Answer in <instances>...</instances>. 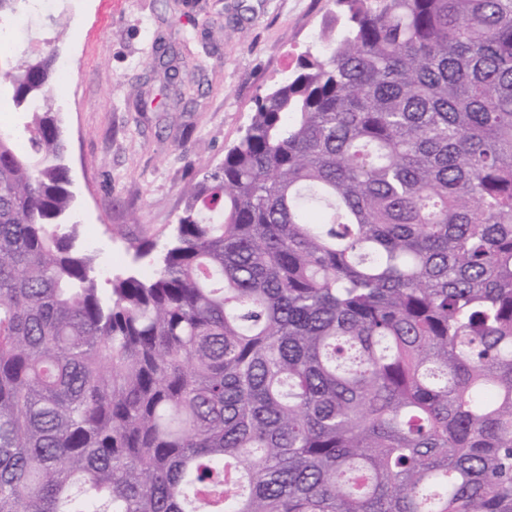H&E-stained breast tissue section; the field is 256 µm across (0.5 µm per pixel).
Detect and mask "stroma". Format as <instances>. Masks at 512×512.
I'll use <instances>...</instances> for the list:
<instances>
[{
	"mask_svg": "<svg viewBox=\"0 0 512 512\" xmlns=\"http://www.w3.org/2000/svg\"><path fill=\"white\" fill-rule=\"evenodd\" d=\"M333 8V0H56L52 13L69 24L57 45L67 74L55 98L79 245L101 275L152 272L158 258H137L139 242L169 241L187 186L222 163L256 97L294 70ZM186 13L223 25V42L209 51L185 39ZM159 35L205 75L191 103L166 112L148 105L163 80L151 60Z\"/></svg>",
	"mask_w": 512,
	"mask_h": 512,
	"instance_id": "obj_1",
	"label": "stroma"
}]
</instances>
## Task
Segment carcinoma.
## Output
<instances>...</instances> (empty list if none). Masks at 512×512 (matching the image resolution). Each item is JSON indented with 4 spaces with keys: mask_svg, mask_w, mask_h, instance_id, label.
Segmentation results:
<instances>
[{
    "mask_svg": "<svg viewBox=\"0 0 512 512\" xmlns=\"http://www.w3.org/2000/svg\"><path fill=\"white\" fill-rule=\"evenodd\" d=\"M334 5L107 288L0 47V512H512V0Z\"/></svg>",
    "mask_w": 512,
    "mask_h": 512,
    "instance_id": "1",
    "label": "carcinoma"
}]
</instances>
